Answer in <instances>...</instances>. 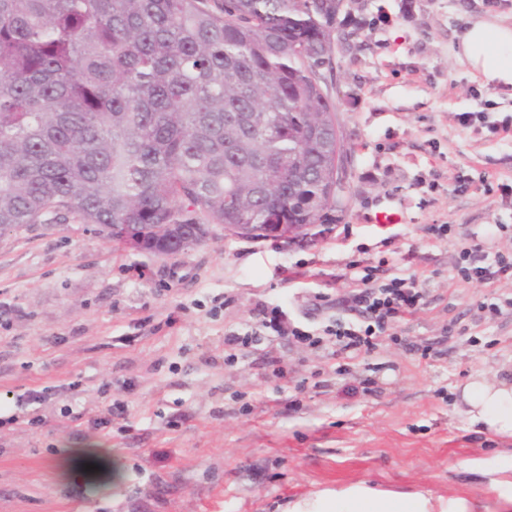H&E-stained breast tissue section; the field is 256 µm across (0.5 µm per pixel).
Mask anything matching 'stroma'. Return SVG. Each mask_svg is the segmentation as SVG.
<instances>
[{
  "mask_svg": "<svg viewBox=\"0 0 512 512\" xmlns=\"http://www.w3.org/2000/svg\"><path fill=\"white\" fill-rule=\"evenodd\" d=\"M342 14L323 70L347 148L333 223L166 258L72 220L0 233V512H286L358 483L501 512L512 437L471 423L455 389L512 375V310L487 308L512 279L469 283L453 264L467 239L512 253V133L492 130L512 94L455 50L512 0H346ZM471 112L484 120L463 123ZM382 210L400 222L374 223ZM353 264L415 274L425 305L354 358L263 336L226 359L225 333L254 325L260 301L296 318L324 293L314 326L352 321ZM95 441L110 459L80 455Z\"/></svg>",
  "mask_w": 512,
  "mask_h": 512,
  "instance_id": "1",
  "label": "stroma"
}]
</instances>
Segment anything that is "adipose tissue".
Wrapping results in <instances>:
<instances>
[{"label":"adipose tissue","mask_w":512,"mask_h":512,"mask_svg":"<svg viewBox=\"0 0 512 512\" xmlns=\"http://www.w3.org/2000/svg\"><path fill=\"white\" fill-rule=\"evenodd\" d=\"M458 58L485 85L512 91V22L486 16L469 22L460 37ZM470 422L512 437V382L475 374L461 389ZM289 512H470L466 500L448 502L422 493L380 491L356 484L293 504Z\"/></svg>","instance_id":"ef3b65f1"}]
</instances>
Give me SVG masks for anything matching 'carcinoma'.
<instances>
[{"instance_id":"cac0c4a2","label":"carcinoma","mask_w":512,"mask_h":512,"mask_svg":"<svg viewBox=\"0 0 512 512\" xmlns=\"http://www.w3.org/2000/svg\"><path fill=\"white\" fill-rule=\"evenodd\" d=\"M342 26L336 0H0V231L324 223L343 159L313 63Z\"/></svg>"}]
</instances>
